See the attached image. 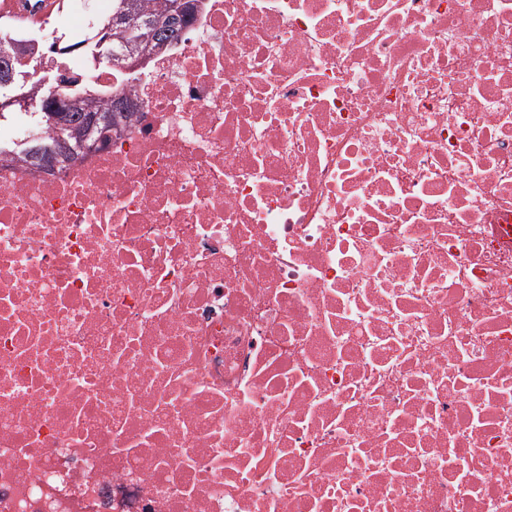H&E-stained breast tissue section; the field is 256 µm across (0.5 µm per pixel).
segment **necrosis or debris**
Here are the masks:
<instances>
[{
  "instance_id": "obj_1",
  "label": "necrosis or debris",
  "mask_w": 512,
  "mask_h": 512,
  "mask_svg": "<svg viewBox=\"0 0 512 512\" xmlns=\"http://www.w3.org/2000/svg\"><path fill=\"white\" fill-rule=\"evenodd\" d=\"M0 159V512H512V0H199ZM75 95L77 97L74 99H76L75 101L79 105L76 112H69L66 109L56 112L59 106L58 102L65 101L60 96H46L39 100L35 106H32L33 113L39 115V123H43L52 130V137H50L49 142H32L21 146H1L0 144V155L4 152H17L23 153L30 160L43 162L47 148L57 144L60 139H70L73 129L80 130L93 127L94 132L98 128L101 129L109 124L111 125L114 112L107 111H112L114 108L117 109L118 105L124 101L123 98L112 99L111 96H107L99 91L87 90ZM60 114H64L69 126L64 127L58 124L56 117ZM98 114L99 116L95 118Z\"/></svg>"
}]
</instances>
